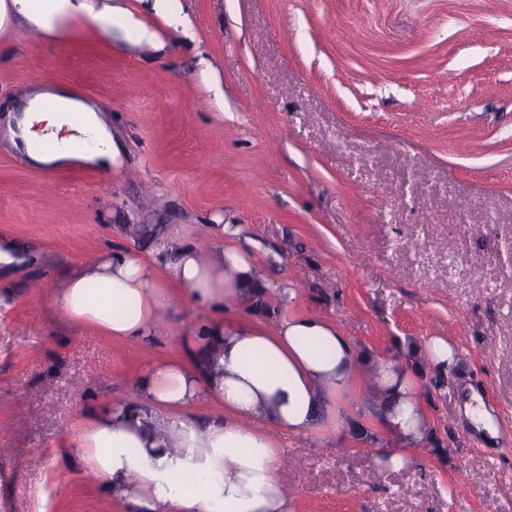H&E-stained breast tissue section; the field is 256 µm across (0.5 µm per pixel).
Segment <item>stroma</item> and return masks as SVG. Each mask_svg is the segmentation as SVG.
<instances>
[{"label":"stroma","mask_w":512,"mask_h":512,"mask_svg":"<svg viewBox=\"0 0 512 512\" xmlns=\"http://www.w3.org/2000/svg\"><path fill=\"white\" fill-rule=\"evenodd\" d=\"M182 5L198 48L146 13L154 53L72 25L0 48V103L51 77L111 112L124 158L44 171L0 139V241L22 258L0 269V512H124L59 450L88 404L134 401L144 367L181 358L204 315L182 301L162 349L113 339L60 313L62 271L109 248L248 240L283 292L225 322L318 315L372 356L432 336L460 354L422 379L428 434L399 468L378 465L399 442L353 390L280 436L294 512H512V0ZM473 390L496 442L464 414Z\"/></svg>","instance_id":"stroma-1"}]
</instances>
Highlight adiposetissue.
<instances>
[{
    "mask_svg": "<svg viewBox=\"0 0 512 512\" xmlns=\"http://www.w3.org/2000/svg\"><path fill=\"white\" fill-rule=\"evenodd\" d=\"M75 22L102 38L114 27L132 31L136 43L157 44L156 32L123 0H0V34L25 28L52 34ZM11 144L36 167L50 170L74 161L118 170L121 151L98 104L60 85H37L21 114L5 118ZM52 149L35 147L43 134ZM171 267L192 304L212 309L180 336L184 357L147 365L137 400L88 406L75 422L58 465L96 477L102 492L125 512H292L278 477L280 455L268 436L296 435L320 425L361 372L373 385L366 413L399 445L384 463L405 462V448L423 442L426 422L416 395L420 368L411 355L383 359L359 353L335 325L317 317L288 318L274 331L228 326L217 311L263 294L247 246L202 255L195 246L154 256L120 249L64 270L59 302L69 318L109 337L162 348L156 321L170 309L157 284L160 266ZM326 356H314L309 342ZM220 403L221 415L200 419L189 408Z\"/></svg>",
    "mask_w": 512,
    "mask_h": 512,
    "instance_id": "ef3b65f1",
    "label": "adipose tissue"
}]
</instances>
